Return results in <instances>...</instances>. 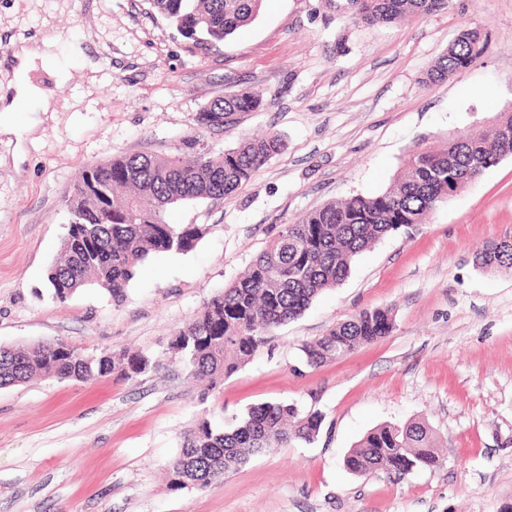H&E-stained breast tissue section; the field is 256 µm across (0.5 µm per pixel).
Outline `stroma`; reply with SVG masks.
Instances as JSON below:
<instances>
[{
    "mask_svg": "<svg viewBox=\"0 0 512 512\" xmlns=\"http://www.w3.org/2000/svg\"><path fill=\"white\" fill-rule=\"evenodd\" d=\"M486 50L429 88L422 77L460 30ZM53 40L65 80L34 81L0 135V344L62 341L131 351L155 366L131 380L35 377L0 388V512H512V273L475 255L512 238V154L427 223L359 254L348 277L274 330L247 365L203 392L170 349L175 331L235 281L281 225L353 195L385 191L416 145L438 148L512 109V0H451L397 24L351 22L325 0H262L257 18L203 51L148 0H0V53ZM100 64L90 72L81 55ZM249 90L262 107L200 129L213 99ZM275 132L286 149L237 194L173 205L203 236L148 257L117 301L104 289L52 300L47 272L67 232L82 165L108 156L193 158ZM388 308L379 342L318 367L301 348L363 309ZM266 401L322 413L313 443L290 442L208 488L169 485L166 466L198 418L224 426ZM421 421L443 467L395 478L350 472L371 429Z\"/></svg>",
    "mask_w": 512,
    "mask_h": 512,
    "instance_id": "stroma-1",
    "label": "stroma"
}]
</instances>
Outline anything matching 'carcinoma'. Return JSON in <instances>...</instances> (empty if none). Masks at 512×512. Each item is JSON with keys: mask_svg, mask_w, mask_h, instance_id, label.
Masks as SVG:
<instances>
[{"mask_svg": "<svg viewBox=\"0 0 512 512\" xmlns=\"http://www.w3.org/2000/svg\"><path fill=\"white\" fill-rule=\"evenodd\" d=\"M158 15L196 47L210 50L252 23L262 0H148ZM339 14L367 25L391 24L405 15L422 17L448 7V0H328ZM486 38L476 28L461 30L429 67L428 87L437 86L480 57ZM259 96L242 91L218 97L195 117L201 128H224L244 112L261 108ZM512 111L499 113L493 128L448 139V147L432 151L416 147L396 183L372 196L355 195L308 212L295 224H282L277 235L244 275L213 296L191 322L175 333L171 350L188 372L211 390L247 364L274 329L292 321L326 288L348 276L354 259L392 232L425 223L448 190L458 192L512 153ZM285 148L274 132L244 139L219 154L204 151L190 162L148 154L114 156L82 166L67 200L69 219L60 257L47 281L52 298L65 302L85 285L104 288L115 299L124 296L137 267L152 252L191 251L203 235L196 224H169L168 206L190 200L222 199L242 189L275 154ZM485 270L512 271V239L493 241L476 254ZM393 327L389 310L365 309L303 345L310 366L344 358L387 336ZM153 367L138 353L99 357L64 342L28 348L0 345V387L34 376L86 382L112 373L131 379ZM322 414L286 402H264L225 429L205 417L184 435L170 462V486L207 488L224 471L288 442L313 441ZM430 430L419 422L381 425L345 459L355 474L382 469L406 474L440 467Z\"/></svg>", "mask_w": 512, "mask_h": 512, "instance_id": "carcinoma-1", "label": "carcinoma"}]
</instances>
